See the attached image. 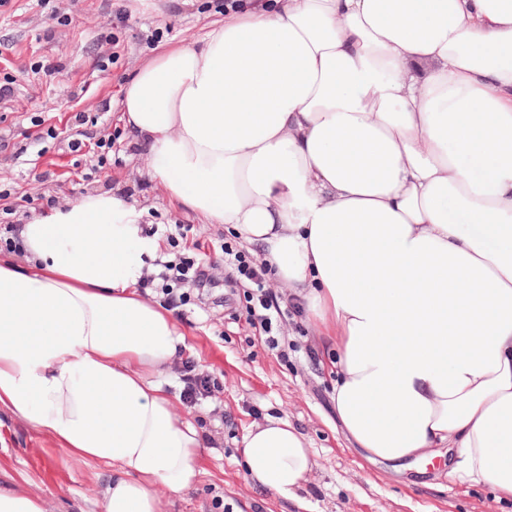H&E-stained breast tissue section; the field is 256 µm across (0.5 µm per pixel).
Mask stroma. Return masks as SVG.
I'll return each instance as SVG.
<instances>
[{"mask_svg": "<svg viewBox=\"0 0 512 512\" xmlns=\"http://www.w3.org/2000/svg\"><path fill=\"white\" fill-rule=\"evenodd\" d=\"M229 0H0V228L104 189L145 209L158 226L161 261H208L212 280L188 288L173 316L186 334L184 358L213 381L196 405L183 398L178 368L164 379L176 410L203 447L196 485L163 495V512H512L497 492L448 473V460H368L336 418L334 347L322 346L305 315L282 334L287 359L255 334L222 247L244 243L227 224H202L146 181L144 157L128 147L118 120L131 73L160 49L189 42L220 22ZM80 149H72V139ZM111 142L110 152L100 145ZM289 419L305 436L315 468L299 501L252 486L243 438L267 418ZM108 477L102 465L75 459L58 444L0 410V487L42 500L47 512H95Z\"/></svg>", "mask_w": 512, "mask_h": 512, "instance_id": "1", "label": "stroma"}]
</instances>
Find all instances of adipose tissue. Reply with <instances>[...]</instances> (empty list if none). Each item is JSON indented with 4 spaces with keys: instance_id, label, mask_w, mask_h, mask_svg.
I'll return each instance as SVG.
<instances>
[{
    "instance_id": "obj_1",
    "label": "adipose tissue",
    "mask_w": 512,
    "mask_h": 512,
    "mask_svg": "<svg viewBox=\"0 0 512 512\" xmlns=\"http://www.w3.org/2000/svg\"><path fill=\"white\" fill-rule=\"evenodd\" d=\"M120 120L335 344L354 445L512 497V0H234L138 66ZM142 214L92 190L27 220V269L0 258V409L111 469L101 512H161L201 473L163 387L185 334L135 289ZM242 453L287 499L315 467L282 418Z\"/></svg>"
}]
</instances>
